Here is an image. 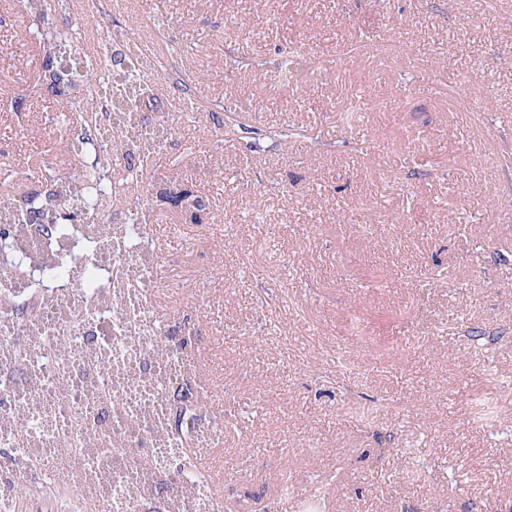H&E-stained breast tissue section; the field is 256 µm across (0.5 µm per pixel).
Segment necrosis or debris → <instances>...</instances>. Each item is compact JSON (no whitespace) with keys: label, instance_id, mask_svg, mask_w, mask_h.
I'll return each mask as SVG.
<instances>
[{"label":"necrosis or debris","instance_id":"necrosis-or-debris-1","mask_svg":"<svg viewBox=\"0 0 512 512\" xmlns=\"http://www.w3.org/2000/svg\"><path fill=\"white\" fill-rule=\"evenodd\" d=\"M60 29L87 19L100 23L101 43L91 54L69 44L56 47L63 79L75 81L98 65L135 63L137 80L107 86L84 83L89 109L66 132L58 150L65 178L33 177L30 196L44 207L39 217L0 208V228L13 238L14 254L25 265H0V294L16 304L0 308V447L14 438L17 466L0 473L10 487L0 496V512H35L30 489L44 474L56 475L47 494L63 512H220L224 498L212 489L206 470L191 472L198 449L224 441V419L209 400L213 390L191 351L176 337L197 334L185 312L160 313L148 297L159 285L156 272L169 263L156 246L150 182L123 192L104 193L95 206L70 217L67 236L51 234L80 201L86 162L69 151L72 143L97 146L122 164L141 157L145 146H176L173 123L136 112L137 102L164 87L190 92L198 72L188 61L152 53L141 63L138 40L119 34L111 23L112 0H56ZM139 216L131 226V216ZM89 244L86 266L103 281L99 294L83 290L79 277L59 273L72 250ZM65 351L53 354L59 337ZM191 388L200 402L186 411L188 436L171 428L175 393Z\"/></svg>","mask_w":512,"mask_h":512}]
</instances>
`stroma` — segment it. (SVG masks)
I'll list each match as a JSON object with an SVG mask.
<instances>
[{
	"label": "stroma",
	"mask_w": 512,
	"mask_h": 512,
	"mask_svg": "<svg viewBox=\"0 0 512 512\" xmlns=\"http://www.w3.org/2000/svg\"><path fill=\"white\" fill-rule=\"evenodd\" d=\"M113 7L154 16L201 74L191 101L165 99L180 144L145 176L177 173L211 200L208 223L159 211L151 229L204 280L189 303L181 266L160 272L167 304L203 327L229 512H293L312 474L317 512H512V442L492 433L512 429V0ZM291 39L311 61L296 84L225 66L272 61ZM42 58L20 0H0V181L51 165L71 118L33 86ZM228 98L260 112L224 142L192 117ZM354 101L362 115L342 129ZM284 121L324 148L275 146L264 133ZM478 399L493 423L467 414Z\"/></svg>",
	"instance_id": "35a3bbf8"
}]
</instances>
